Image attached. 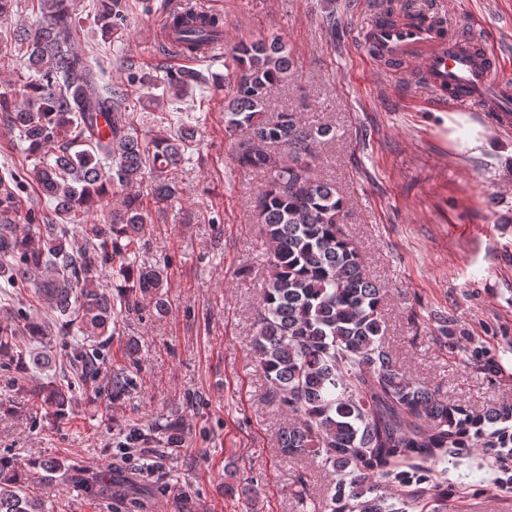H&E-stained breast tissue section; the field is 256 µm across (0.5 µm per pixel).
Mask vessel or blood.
Instances as JSON below:
<instances>
[{
    "label": "vessel or blood",
    "mask_w": 512,
    "mask_h": 512,
    "mask_svg": "<svg viewBox=\"0 0 512 512\" xmlns=\"http://www.w3.org/2000/svg\"><path fill=\"white\" fill-rule=\"evenodd\" d=\"M373 61H401L417 66L438 106L492 112L512 111V63L489 65L478 54L476 39L438 24L390 23L375 12L365 28Z\"/></svg>",
    "instance_id": "obj_1"
}]
</instances>
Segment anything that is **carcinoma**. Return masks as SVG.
<instances>
[{
    "mask_svg": "<svg viewBox=\"0 0 512 512\" xmlns=\"http://www.w3.org/2000/svg\"><path fill=\"white\" fill-rule=\"evenodd\" d=\"M35 19L0 42V65L21 53L28 71L22 83L0 92V120L27 143L31 168L0 176V277L6 301L28 284L61 321L58 334L91 343L112 338L119 315L141 311L152 294L164 311L159 288L167 265H146L151 225L140 187L150 182L155 204L177 193L175 170L195 142V129L139 140L128 112L130 89L157 79L130 62L119 84H100L102 68L73 43L85 36L72 0H30ZM127 0H93V22L104 43L125 34ZM172 28L181 50L211 57L224 35L217 13L174 10ZM279 38L241 40L224 52V127L246 130L250 142L236 164L263 173L257 223L269 247L253 353L269 394L296 422L279 435L281 456L308 455L336 474L323 512H405L379 494L382 483L427 482L428 474L475 435L500 444L488 428L512 420V408L474 415L412 381L397 367L385 341L383 289L365 272L362 255L340 224L345 201L314 173L318 143L333 127L310 125L293 109L268 115L273 93L292 70ZM206 81L193 69L167 71L161 84L169 100ZM35 185L53 202L50 214L31 207L27 227L15 234L17 194ZM125 195L106 210L114 190ZM101 212L99 221L82 218ZM113 279L104 288L101 279ZM16 326L0 325V351L22 336L41 343L52 325L28 314ZM77 382L67 378L38 389L41 405L56 415L73 400ZM66 483L82 482L76 463H41ZM32 473L0 460V512H54L53 502L23 492Z\"/></svg>",
    "mask_w": 512,
    "mask_h": 512,
    "instance_id": "cac0c4a2",
    "label": "carcinoma"
}]
</instances>
